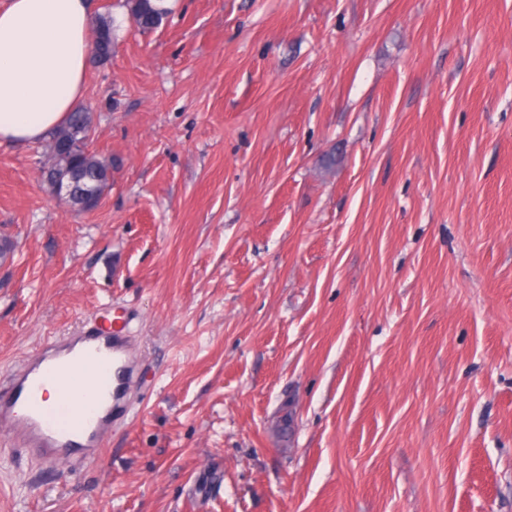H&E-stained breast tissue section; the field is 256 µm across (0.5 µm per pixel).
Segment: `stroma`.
I'll use <instances>...</instances> for the list:
<instances>
[{
  "mask_svg": "<svg viewBox=\"0 0 512 512\" xmlns=\"http://www.w3.org/2000/svg\"><path fill=\"white\" fill-rule=\"evenodd\" d=\"M99 207L0 146V379L125 317L112 441L0 512H512V0H124ZM125 2L132 17L143 30L156 28L166 15L155 5L154 0H125Z\"/></svg>",
  "mask_w": 512,
  "mask_h": 512,
  "instance_id": "stroma-1",
  "label": "stroma"
}]
</instances>
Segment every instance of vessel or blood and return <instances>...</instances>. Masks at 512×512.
Instances as JSON below:
<instances>
[{
	"label": "vessel or blood",
	"instance_id": "b4317fda",
	"mask_svg": "<svg viewBox=\"0 0 512 512\" xmlns=\"http://www.w3.org/2000/svg\"><path fill=\"white\" fill-rule=\"evenodd\" d=\"M92 367V391L76 395L64 377ZM135 345L127 328L95 324L54 338L27 357L21 371L0 384V430L11 446L52 463L60 457L84 462L105 447L114 417L126 413L127 397L139 383ZM58 384L48 400L46 384Z\"/></svg>",
	"mask_w": 512,
	"mask_h": 512
}]
</instances>
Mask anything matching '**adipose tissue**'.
<instances>
[{
    "label": "adipose tissue",
    "mask_w": 512,
    "mask_h": 512,
    "mask_svg": "<svg viewBox=\"0 0 512 512\" xmlns=\"http://www.w3.org/2000/svg\"><path fill=\"white\" fill-rule=\"evenodd\" d=\"M87 0H0V144L43 139L80 105Z\"/></svg>",
    "instance_id": "adipose-tissue-1"
}]
</instances>
